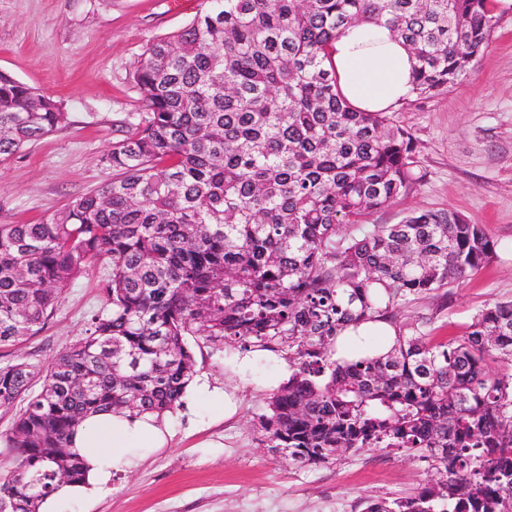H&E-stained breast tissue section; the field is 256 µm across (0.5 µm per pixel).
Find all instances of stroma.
Masks as SVG:
<instances>
[{"instance_id":"1","label":"stroma","mask_w":512,"mask_h":512,"mask_svg":"<svg viewBox=\"0 0 512 512\" xmlns=\"http://www.w3.org/2000/svg\"><path fill=\"white\" fill-rule=\"evenodd\" d=\"M193 16L170 0H0V71L67 114L65 126L0 165V224L40 223L72 196L111 182L104 158L126 114L139 109L132 72L150 43ZM494 20L488 46L449 91L397 107L423 179L369 218L395 224L414 210L452 208L499 243L497 258L456 283L448 304L423 296L398 315V326L421 325L437 341L462 336L487 304L512 300V9ZM106 274L99 265L75 280L44 328L0 350V363L49 364L104 306ZM189 344L198 376L234 394L236 413L224 417L204 400L174 411L167 447L136 449V466L113 468L111 493L91 505L59 502L57 512H363L367 500L406 496L436 479L422 453L394 448L294 464L254 427L281 361L261 358L243 371L238 348Z\"/></svg>"}]
</instances>
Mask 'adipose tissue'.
Here are the masks:
<instances>
[{
    "instance_id": "adipose-tissue-1",
    "label": "adipose tissue",
    "mask_w": 512,
    "mask_h": 512,
    "mask_svg": "<svg viewBox=\"0 0 512 512\" xmlns=\"http://www.w3.org/2000/svg\"><path fill=\"white\" fill-rule=\"evenodd\" d=\"M331 65L346 102L362 112H388L411 96L414 60L405 44L381 25L356 23L333 42ZM167 414L99 412L75 429L72 447L84 463L85 476L62 484L45 501V512L56 502H92L109 492L112 469L133 448H161L168 444Z\"/></svg>"
}]
</instances>
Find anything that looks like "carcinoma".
Wrapping results in <instances>:
<instances>
[{
	"label": "carcinoma",
	"instance_id": "carcinoma-1",
	"mask_svg": "<svg viewBox=\"0 0 512 512\" xmlns=\"http://www.w3.org/2000/svg\"><path fill=\"white\" fill-rule=\"evenodd\" d=\"M490 0H203L146 49L140 111L112 142V182L39 224H0V349L34 336L62 294L107 266L104 307L47 365L0 364V512H39L84 477L76 423L172 411L195 374L187 337L280 354L291 374L256 425L303 465L370 448L422 451L438 477L365 512H512V300L434 343L396 326L497 257L453 209L366 218L422 175L392 112H361L328 70L338 33L383 23L416 60L412 96L451 88L488 45ZM66 122L59 101L0 72V165ZM394 326L385 353L336 357L345 330ZM496 356L508 371L494 373ZM22 406L23 403L21 402L18 404L17 409L15 408L13 411H0V475L6 474L12 467V457L10 456V454H8V451L6 449L7 444L4 441L3 436L10 433L13 426L15 413Z\"/></svg>",
	"mask_w": 512,
	"mask_h": 512
}]
</instances>
